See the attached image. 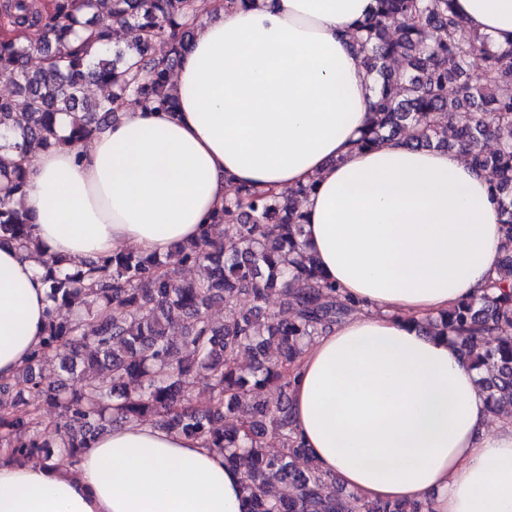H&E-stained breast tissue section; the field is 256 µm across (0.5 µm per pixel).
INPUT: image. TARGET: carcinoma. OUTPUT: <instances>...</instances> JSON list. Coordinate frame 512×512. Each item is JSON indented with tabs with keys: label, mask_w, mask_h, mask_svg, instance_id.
<instances>
[{
	"label": "carcinoma",
	"mask_w": 512,
	"mask_h": 512,
	"mask_svg": "<svg viewBox=\"0 0 512 512\" xmlns=\"http://www.w3.org/2000/svg\"><path fill=\"white\" fill-rule=\"evenodd\" d=\"M453 0H376L353 35L364 67L380 79L373 115L357 141L373 149L403 137L415 147L467 151L488 177L509 247L501 257L497 291L463 300L421 328L454 335L471 364L485 371L481 387L492 409L512 410V47L493 50L468 30ZM199 0H3L0 4V77L15 87L0 99V245L24 249L32 221L16 205L26 188L27 146L76 147L112 121L126 100L174 111L171 71L194 37L190 19ZM88 34L75 43L78 28ZM26 29L32 45L10 32ZM157 42L169 45L161 58ZM42 67L31 71V48ZM484 61L483 84L471 85L472 59ZM398 62L393 70L390 63ZM93 81L109 94L90 104ZM456 87L448 98V87ZM470 113L464 125L456 114ZM73 116L70 134L57 135L61 114ZM497 143L489 152L486 143ZM313 185L286 194L237 187L211 218L212 236L176 244L164 257L115 252L97 261L46 262L52 307L42 344L15 376L0 380V453L16 460L74 461L106 430L151 422L199 440L244 470L248 512H429L422 503L364 501L336 489V478L310 459L293 436L290 369L317 336L341 322L353 304L340 298L300 238L301 198ZM197 276L184 279L185 267ZM279 292L290 316L267 308ZM249 296L251 307H238ZM224 306V323L210 317ZM181 335L172 336L174 324ZM248 352L253 365L239 364ZM58 362L52 384L36 373ZM204 382L205 409L190 395ZM269 387L274 401L262 399ZM68 432L59 449L46 439L47 409ZM306 465L299 469L295 460ZM277 484L292 488L287 498Z\"/></svg>",
	"instance_id": "obj_1"
}]
</instances>
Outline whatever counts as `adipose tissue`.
I'll list each match as a JSON object with an SVG mask.
<instances>
[{
    "mask_svg": "<svg viewBox=\"0 0 512 512\" xmlns=\"http://www.w3.org/2000/svg\"><path fill=\"white\" fill-rule=\"evenodd\" d=\"M374 7L211 0L171 80L176 113L127 107L82 145L30 151L20 205L36 247L0 246V378L41 341L42 255H163L199 238L232 187L312 182L304 242L356 309L297 362L296 436L361 499L512 512V416L493 417L458 344L418 327L492 289L498 203L461 151L356 149L374 83L350 35ZM454 9L512 45V0ZM242 481L196 439L121 424L72 462L0 459V512H246Z\"/></svg>",
    "mask_w": 512,
    "mask_h": 512,
    "instance_id": "obj_1",
    "label": "adipose tissue"
}]
</instances>
